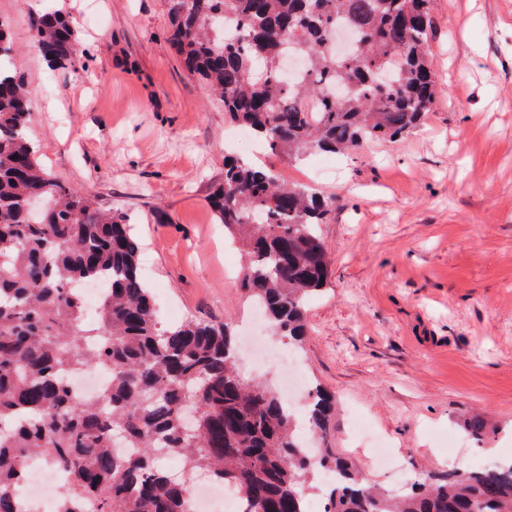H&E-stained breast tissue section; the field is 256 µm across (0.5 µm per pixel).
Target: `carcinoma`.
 Returning <instances> with one entry per match:
<instances>
[{"instance_id": "carcinoma-1", "label": "carcinoma", "mask_w": 512, "mask_h": 512, "mask_svg": "<svg viewBox=\"0 0 512 512\" xmlns=\"http://www.w3.org/2000/svg\"><path fill=\"white\" fill-rule=\"evenodd\" d=\"M170 41L188 72L219 96L229 121L290 161L311 151H357L394 141L440 94L428 36L431 0H166ZM54 70L77 54L59 9L29 16ZM14 49L0 22V512H20L18 489L40 456L64 470L57 512H186L196 473L224 483L242 512H306L314 475L325 512H512V462L427 474L393 498L330 448L314 461L286 401L239 372L227 324L165 327L139 267L127 216L101 209L51 177L29 134L24 79L2 63ZM245 252L242 287L274 334L301 347L306 304L330 277L320 234L328 201L271 169L224 160L209 197ZM102 287L93 333L82 287ZM93 367L112 383L75 399L68 373ZM336 396L313 388L312 434L326 439ZM480 443L483 412L463 416ZM125 454L115 449L114 438ZM183 459L174 479L157 449Z\"/></svg>"}]
</instances>
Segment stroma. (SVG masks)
Here are the masks:
<instances>
[{"mask_svg": "<svg viewBox=\"0 0 512 512\" xmlns=\"http://www.w3.org/2000/svg\"><path fill=\"white\" fill-rule=\"evenodd\" d=\"M77 30L69 70L36 49L26 0H0L12 67L28 89L39 157L94 205L125 213L163 325L241 328L242 258L208 204L224 158L266 165L329 198L320 232L332 277L307 305L308 381L336 392L330 448L391 493L421 468L512 457V0H433L441 94L392 142L292 163L238 146L239 127L169 40L165 0H47ZM386 441L396 471L354 439L349 410ZM496 426L469 441L461 412Z\"/></svg>", "mask_w": 512, "mask_h": 512, "instance_id": "1", "label": "stroma"}]
</instances>
